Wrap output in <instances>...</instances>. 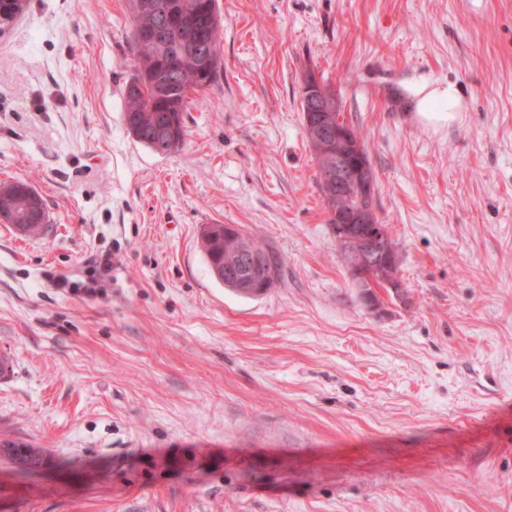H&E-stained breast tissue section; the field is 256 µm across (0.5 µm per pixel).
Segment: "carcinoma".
<instances>
[{
  "label": "carcinoma",
  "instance_id": "obj_1",
  "mask_svg": "<svg viewBox=\"0 0 512 512\" xmlns=\"http://www.w3.org/2000/svg\"><path fill=\"white\" fill-rule=\"evenodd\" d=\"M29 0H0V32L11 28L13 23L28 8ZM159 17L151 14L131 15V38L136 48L134 73L128 83L139 78L143 69H149L168 80L165 94L158 95L151 90L136 95L125 92L126 129L137 141L150 146L146 141L148 130L154 119L163 115L173 118L177 123V134L185 138L186 127L184 112L195 102V96L205 93L206 89L217 79L222 70L221 27L214 22L205 32L204 40L207 51L213 53V59L207 65H200L189 52L177 53L168 58L157 53L153 45L142 41L137 30L160 26ZM337 127L347 132L348 139L337 142V147L344 152L359 156L363 162L370 163L365 141L359 129L349 121L345 113L333 118ZM319 189L324 197L328 214L327 223L333 231L347 228L348 234L368 240L371 256H365L363 246H354L346 254V262L351 268H358L370 274L373 284L384 287L398 275L400 261L396 244L392 241L385 224H348L342 226L335 221V213L353 210L361 204L375 207V192L367 193L355 183H346L340 187L328 182L324 174H319ZM250 246L264 255L275 271V278H280L282 262L279 256L268 246L254 239H249ZM239 241L226 235L223 226H213L212 236L203 238L202 248L206 255L210 271H220L218 281L229 285L235 279L246 275L247 267L244 257L238 250ZM15 462L26 471L40 465L42 457L34 448L10 444Z\"/></svg>",
  "mask_w": 512,
  "mask_h": 512
}]
</instances>
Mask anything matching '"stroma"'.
Wrapping results in <instances>:
<instances>
[{"mask_svg": "<svg viewBox=\"0 0 512 512\" xmlns=\"http://www.w3.org/2000/svg\"><path fill=\"white\" fill-rule=\"evenodd\" d=\"M224 71L159 156L125 128L127 0H30L0 36V512H512V0H218ZM336 90L376 175L398 293L359 299L303 132ZM465 110L423 124L416 81ZM232 224L282 276L209 273ZM114 266L94 296L91 257ZM412 107L418 116L435 127L459 120L464 98L462 88L454 81H423L409 86ZM225 224H214L212 236L207 238L203 235L202 248L206 255L210 271L212 275L227 287L233 283L236 278L246 275L247 267L244 263L245 259L238 250L239 241L241 239L237 235L229 238L226 235L223 226ZM250 246L257 252L264 255L247 254L248 274L238 279L229 288L237 290L241 293H251L261 295L265 290L271 288L275 281L273 280V272L268 270L267 261L272 265L275 271V278L278 282L281 276L282 262L279 256L268 246L257 242L246 235ZM267 259V261H266ZM215 270H220V277L215 275Z\"/></svg>", "mask_w": 512, "mask_h": 512, "instance_id": "obj_1", "label": "stroma"}]
</instances>
